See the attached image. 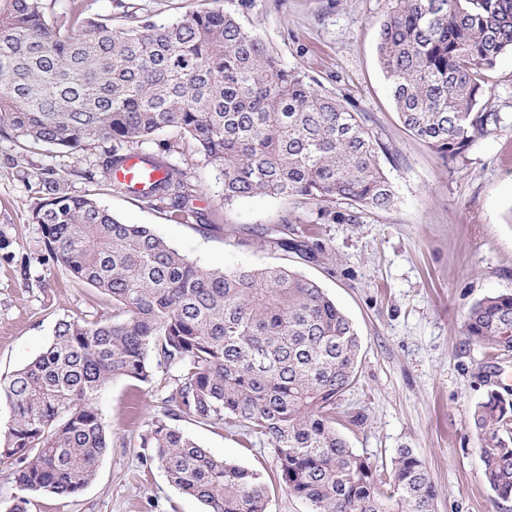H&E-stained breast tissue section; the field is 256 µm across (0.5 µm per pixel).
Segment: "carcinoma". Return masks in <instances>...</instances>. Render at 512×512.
I'll list each match as a JSON object with an SVG mask.
<instances>
[{
  "label": "carcinoma",
  "instance_id": "carcinoma-1",
  "mask_svg": "<svg viewBox=\"0 0 512 512\" xmlns=\"http://www.w3.org/2000/svg\"><path fill=\"white\" fill-rule=\"evenodd\" d=\"M377 53L401 123L454 160L500 126L484 71L512 54V0H389ZM0 0V136L63 152L102 148L93 182L155 134L175 129L220 172L224 202L269 196L343 202L360 214L395 203L370 117L318 89L230 13L191 11L156 23L116 0L125 23L87 16L83 0ZM108 142L112 147H105ZM124 145L122 152L118 146ZM139 200L185 224L195 192L167 155ZM32 221L44 260L112 301V316L58 321L46 348L0 378L10 420L0 462L29 492L68 498L90 484L112 447L98 407L119 378L150 385L176 372L167 411L140 437L145 464L207 512H266L260 471L214 456L174 425L189 417L271 446L275 472L310 512H434L439 490L410 448L379 471L336 430L355 383L359 336L318 282L285 266L206 270L146 224H124L52 168L40 173ZM464 335L490 355L512 352V294L472 305ZM472 423L483 476L512 499V401L492 389Z\"/></svg>",
  "mask_w": 512,
  "mask_h": 512
}]
</instances>
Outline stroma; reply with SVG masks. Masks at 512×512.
Masks as SVG:
<instances>
[{
	"label": "stroma",
	"instance_id": "1",
	"mask_svg": "<svg viewBox=\"0 0 512 512\" xmlns=\"http://www.w3.org/2000/svg\"><path fill=\"white\" fill-rule=\"evenodd\" d=\"M131 2L159 23L196 9L234 13L289 67L367 114L373 134L388 148L382 162L395 205L350 224L321 217V203L302 198L225 203L219 172L174 130L155 135L144 148L151 152L180 140L182 151L170 162L197 189L192 206L199 217L188 224L174 223L115 187L74 177L91 160L90 151L61 154L44 146L34 162L69 176L72 191L95 195L121 221L152 225L201 267L287 265L318 280L361 341L357 382L339 400L337 429L350 448L381 471L390 468L397 449H412L440 491L436 512H512V500H496L484 481L481 441L471 422L488 390H512V353L490 356L463 333L473 303L512 293V55L486 72L501 127L451 161L398 118L377 54L388 0H252L247 8L240 0ZM19 158L18 144L0 137V231L14 254L10 262L0 258V376L34 359L59 320L112 312L104 295L42 262V234L29 208L37 179L20 178ZM283 225L289 238L313 249V257L284 252L264 236V229ZM24 260L30 265L26 278L19 273ZM173 379L160 371L150 386L113 381L99 399L112 446L94 481L70 498L31 494L30 512H205L162 469L141 463L139 436L163 413ZM178 427L218 457L263 472L275 467L272 448L258 441L242 444L189 417Z\"/></svg>",
	"mask_w": 512,
	"mask_h": 512
}]
</instances>
